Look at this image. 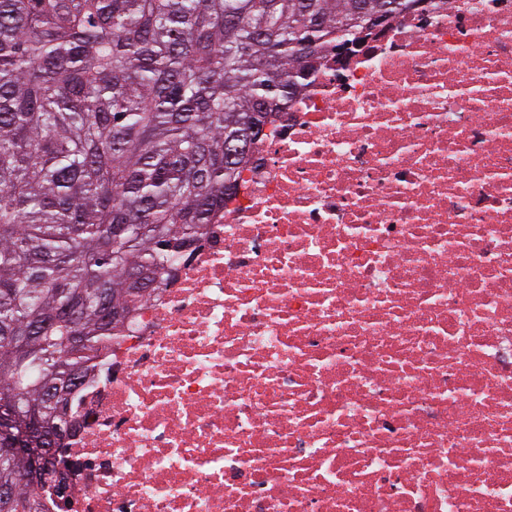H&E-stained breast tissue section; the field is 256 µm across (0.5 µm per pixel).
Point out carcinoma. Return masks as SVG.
<instances>
[{
	"mask_svg": "<svg viewBox=\"0 0 512 512\" xmlns=\"http://www.w3.org/2000/svg\"><path fill=\"white\" fill-rule=\"evenodd\" d=\"M0 0V512H37L27 461L64 430L112 331L224 209L249 138L380 2Z\"/></svg>",
	"mask_w": 512,
	"mask_h": 512,
	"instance_id": "obj_1",
	"label": "carcinoma"
}]
</instances>
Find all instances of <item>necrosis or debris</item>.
I'll return each mask as SVG.
<instances>
[{"instance_id": "necrosis-or-debris-1", "label": "necrosis or debris", "mask_w": 512, "mask_h": 512, "mask_svg": "<svg viewBox=\"0 0 512 512\" xmlns=\"http://www.w3.org/2000/svg\"><path fill=\"white\" fill-rule=\"evenodd\" d=\"M270 129L105 351L70 512H512V0H428Z\"/></svg>"}]
</instances>
